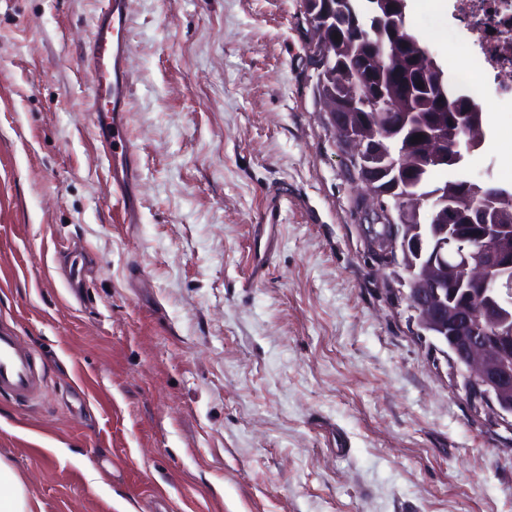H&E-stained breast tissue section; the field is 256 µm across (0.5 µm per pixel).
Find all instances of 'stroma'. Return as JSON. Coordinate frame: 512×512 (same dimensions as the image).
I'll list each match as a JSON object with an SVG mask.
<instances>
[{
    "label": "stroma",
    "instance_id": "1",
    "mask_svg": "<svg viewBox=\"0 0 512 512\" xmlns=\"http://www.w3.org/2000/svg\"><path fill=\"white\" fill-rule=\"evenodd\" d=\"M126 2L128 224L81 67L101 0H0V327L48 375L0 394V457L37 512H512V422L370 249L302 0ZM406 25L468 68L438 0ZM479 103L461 171L510 187Z\"/></svg>",
    "mask_w": 512,
    "mask_h": 512
}]
</instances>
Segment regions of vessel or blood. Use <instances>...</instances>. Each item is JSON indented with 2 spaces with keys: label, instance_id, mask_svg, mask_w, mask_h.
<instances>
[{
  "label": "vessel or blood",
  "instance_id": "1",
  "mask_svg": "<svg viewBox=\"0 0 512 512\" xmlns=\"http://www.w3.org/2000/svg\"><path fill=\"white\" fill-rule=\"evenodd\" d=\"M127 32L126 0H104L83 51V62L95 77L93 124L112 160V184L124 204L129 201L127 188L139 165L127 128L118 116L128 96ZM44 384L32 352L12 331L1 329L0 393L29 400L41 393Z\"/></svg>",
  "mask_w": 512,
  "mask_h": 512
}]
</instances>
